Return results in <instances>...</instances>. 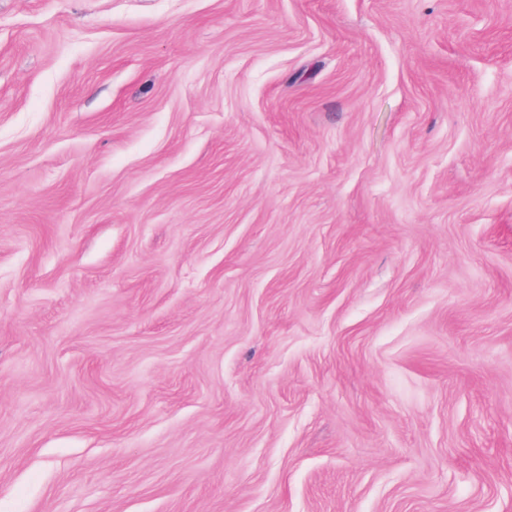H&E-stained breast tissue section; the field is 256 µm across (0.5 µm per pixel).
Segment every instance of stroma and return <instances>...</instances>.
I'll return each mask as SVG.
<instances>
[{
  "label": "stroma",
  "instance_id": "1",
  "mask_svg": "<svg viewBox=\"0 0 512 512\" xmlns=\"http://www.w3.org/2000/svg\"><path fill=\"white\" fill-rule=\"evenodd\" d=\"M0 512H512V0H0Z\"/></svg>",
  "mask_w": 512,
  "mask_h": 512
}]
</instances>
